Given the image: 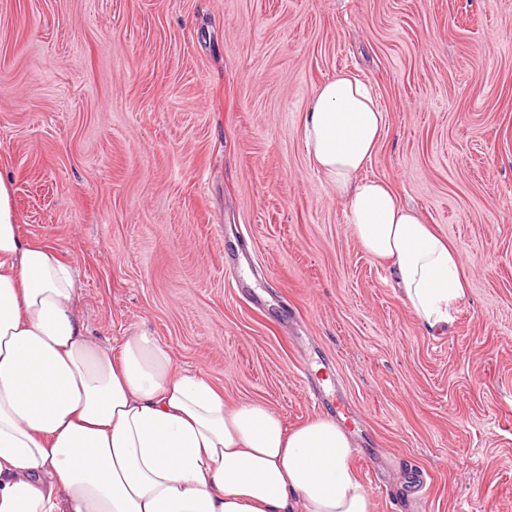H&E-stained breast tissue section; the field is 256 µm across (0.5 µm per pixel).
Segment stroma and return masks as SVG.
Instances as JSON below:
<instances>
[{
  "label": "stroma",
  "instance_id": "obj_1",
  "mask_svg": "<svg viewBox=\"0 0 512 512\" xmlns=\"http://www.w3.org/2000/svg\"><path fill=\"white\" fill-rule=\"evenodd\" d=\"M341 70L387 114L366 175L465 258L445 332L308 160ZM0 172L94 341L345 414L376 512H512V0H0Z\"/></svg>",
  "mask_w": 512,
  "mask_h": 512
}]
</instances>
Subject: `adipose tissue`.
Here are the masks:
<instances>
[{
    "instance_id": "adipose-tissue-1",
    "label": "adipose tissue",
    "mask_w": 512,
    "mask_h": 512,
    "mask_svg": "<svg viewBox=\"0 0 512 512\" xmlns=\"http://www.w3.org/2000/svg\"><path fill=\"white\" fill-rule=\"evenodd\" d=\"M386 124L370 86L341 71L310 98L301 134L361 247L390 263L419 322L441 328L464 260L364 176ZM76 284L54 249L22 235L0 174V512H374L336 419L290 430L176 369L144 333L117 352L94 342Z\"/></svg>"
}]
</instances>
